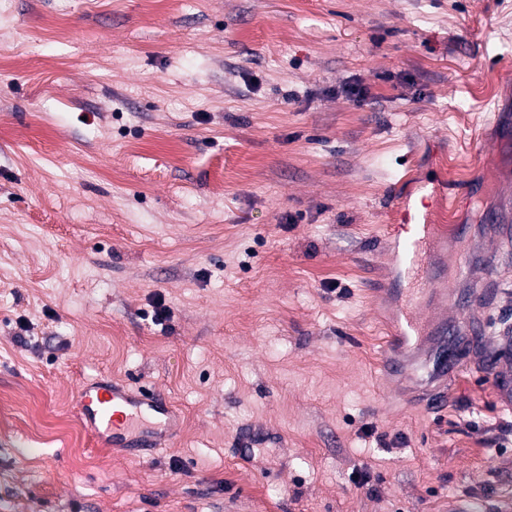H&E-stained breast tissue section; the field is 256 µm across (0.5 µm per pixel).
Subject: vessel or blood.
<instances>
[{"label": "vessel or blood", "instance_id": "1", "mask_svg": "<svg viewBox=\"0 0 512 512\" xmlns=\"http://www.w3.org/2000/svg\"><path fill=\"white\" fill-rule=\"evenodd\" d=\"M427 199L397 197L395 211L405 226V241L396 250L394 263L405 282L431 287L429 243L438 231L436 210L447 203L441 181L426 185ZM77 413L103 448L122 449L135 458L172 437L179 420L172 402L162 393L133 390L103 378L80 382L75 388Z\"/></svg>", "mask_w": 512, "mask_h": 512}]
</instances>
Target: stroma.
Wrapping results in <instances>:
<instances>
[{"instance_id":"stroma-1","label":"stroma","mask_w":512,"mask_h":512,"mask_svg":"<svg viewBox=\"0 0 512 512\" xmlns=\"http://www.w3.org/2000/svg\"><path fill=\"white\" fill-rule=\"evenodd\" d=\"M6 7L0 512H506L512 0ZM398 177L453 203L403 347ZM442 318L461 367L430 379ZM103 376L175 404L169 445H94L73 390Z\"/></svg>"}]
</instances>
